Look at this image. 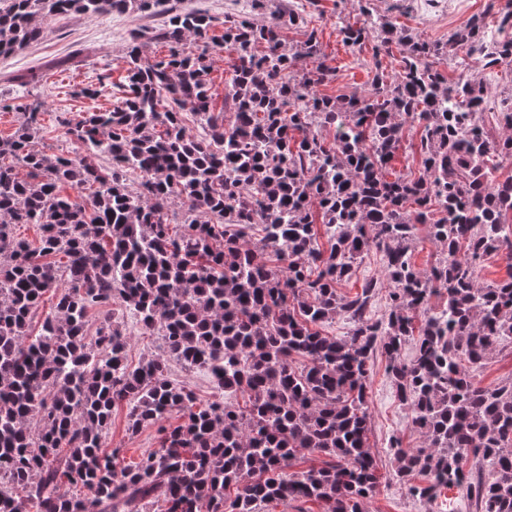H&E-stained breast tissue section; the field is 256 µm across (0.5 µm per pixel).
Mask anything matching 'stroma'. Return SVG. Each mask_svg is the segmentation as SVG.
I'll return each instance as SVG.
<instances>
[{"mask_svg": "<svg viewBox=\"0 0 512 512\" xmlns=\"http://www.w3.org/2000/svg\"><path fill=\"white\" fill-rule=\"evenodd\" d=\"M512 0H453L448 8H416L412 0H375L374 9L382 17L409 28L428 41H443L449 32L463 28L470 18L486 13L487 25H494V17L488 16L489 6L502 7ZM296 9L307 19L310 27L317 30L323 50L330 65L336 66L335 82L326 86L330 95H360L369 88L372 77L370 46L351 47L344 44L336 30L338 20L357 21L358 0H298ZM161 22L157 16H127L113 22L111 16L88 18L70 15L55 23L45 38L37 45L14 55L0 57V101L13 102L21 88L13 82V75L40 68L45 62L69 56L74 68L59 73H48L45 81L33 94L46 104L44 130L37 144L47 153L67 148L64 129L56 122L57 115L75 116L80 112L108 108L111 98H76L71 94L73 86L100 78L105 83H120L124 75V49L130 30L154 31ZM463 66L482 82L486 109L499 111L512 99V68L501 66L495 72H487L481 63L467 59ZM387 361L376 355L372 362L373 372L367 388V403L372 430L369 436L371 453L377 464L379 484L375 493L364 504V512H426V507L407 495L404 487L393 477L396 460L390 446L392 439H400L403 448L423 447V437L411 424L409 409L400 404L395 396L393 382L386 373ZM126 406L112 412V423L103 437L108 448L122 451L124 464L139 462L143 455L159 446L157 426H147L138 432L127 429Z\"/></svg>", "mask_w": 512, "mask_h": 512, "instance_id": "1", "label": "stroma"}]
</instances>
